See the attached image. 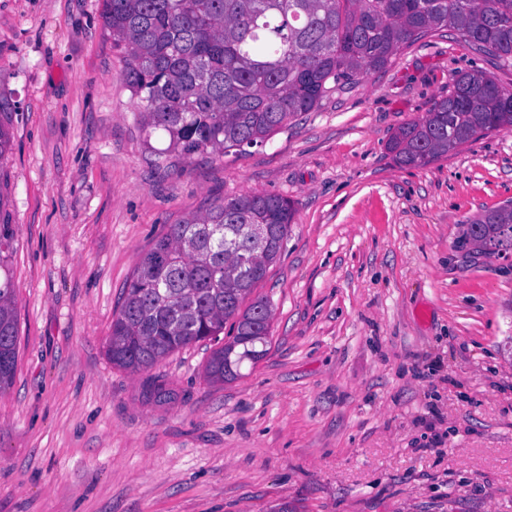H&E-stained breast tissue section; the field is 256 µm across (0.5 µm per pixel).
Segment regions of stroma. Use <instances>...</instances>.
<instances>
[{"label": "stroma", "instance_id": "obj_1", "mask_svg": "<svg viewBox=\"0 0 512 512\" xmlns=\"http://www.w3.org/2000/svg\"><path fill=\"white\" fill-rule=\"evenodd\" d=\"M103 0H0L17 368L0 392V512H512V257L458 248L512 205V128L424 168L393 133L456 75L512 64L441 32L262 145L156 165ZM294 205L254 296L266 355L213 383L216 344L151 368L106 346L127 281L188 213Z\"/></svg>", "mask_w": 512, "mask_h": 512}]
</instances>
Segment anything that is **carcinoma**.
<instances>
[{
  "label": "carcinoma",
  "mask_w": 512,
  "mask_h": 512,
  "mask_svg": "<svg viewBox=\"0 0 512 512\" xmlns=\"http://www.w3.org/2000/svg\"><path fill=\"white\" fill-rule=\"evenodd\" d=\"M103 17L146 136L168 138L156 150L162 161L261 145L435 32L453 31L476 52L512 62V0H103ZM501 128H512V91L467 72L425 117L401 127L388 151L399 167L423 168ZM293 217L283 197L241 194L169 225L124 289L107 346L112 363L147 369L217 339L231 319L234 335L212 352L206 372L216 382L241 377L245 362L264 356L272 320L264 299L242 303L277 261ZM258 224L271 228L261 243ZM11 240L0 194V391L17 366ZM460 242L507 258L512 207L484 211Z\"/></svg>",
  "instance_id": "cac0c4a2"
}]
</instances>
